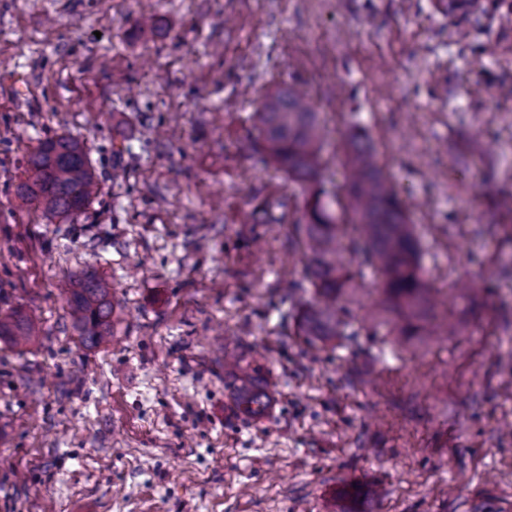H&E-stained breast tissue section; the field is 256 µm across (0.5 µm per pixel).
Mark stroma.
I'll use <instances>...</instances> for the list:
<instances>
[{
	"label": "stroma",
	"mask_w": 512,
	"mask_h": 512,
	"mask_svg": "<svg viewBox=\"0 0 512 512\" xmlns=\"http://www.w3.org/2000/svg\"><path fill=\"white\" fill-rule=\"evenodd\" d=\"M293 83L327 185L349 137L376 150L455 335L393 345L356 253L359 336L298 335L303 197L249 120ZM59 134L99 179L70 221L14 196ZM509 256L512 0H0V310L42 321L0 342V512H512ZM82 273L115 303L91 350L62 299ZM219 332L261 352L262 415ZM235 367L237 368L235 394L247 413L257 414L264 407L266 395L255 385L251 364L244 366L239 362Z\"/></svg>",
	"instance_id": "1"
}]
</instances>
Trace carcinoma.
I'll list each match as a JSON object with an SVG mask.
<instances>
[{
	"instance_id": "obj_1",
	"label": "carcinoma",
	"mask_w": 512,
	"mask_h": 512,
	"mask_svg": "<svg viewBox=\"0 0 512 512\" xmlns=\"http://www.w3.org/2000/svg\"><path fill=\"white\" fill-rule=\"evenodd\" d=\"M262 157L301 186L303 218L292 225L307 261L306 278L315 301L294 316L299 332L324 341L358 335L349 330L342 299H354L360 285L347 259L360 250L379 274V314L395 319L396 341L420 335L432 308V289L421 273L413 226L408 224L396 185L385 178L371 145L346 142V183L338 193L321 187L327 165L317 113L293 87L268 92L253 112ZM99 193V182L84 143L57 135L38 144L26 160V177L15 190L21 205L47 220L84 213ZM65 307L80 344L92 349L112 336V294L95 275L78 276L66 290ZM35 315L21 309L0 313V340L13 347L40 335ZM235 394L242 408L257 414L266 395L255 385L251 365L235 364Z\"/></svg>"
}]
</instances>
